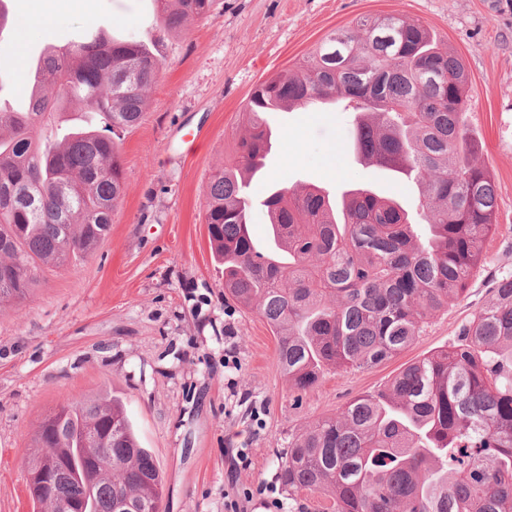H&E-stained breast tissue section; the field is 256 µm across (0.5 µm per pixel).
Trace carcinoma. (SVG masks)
Returning a JSON list of instances; mask_svg holds the SVG:
<instances>
[{
    "instance_id": "carcinoma-1",
    "label": "carcinoma",
    "mask_w": 512,
    "mask_h": 512,
    "mask_svg": "<svg viewBox=\"0 0 512 512\" xmlns=\"http://www.w3.org/2000/svg\"><path fill=\"white\" fill-rule=\"evenodd\" d=\"M155 2L153 41L98 32L51 47L31 61L20 109L0 106V306L27 296L37 264L64 266L109 233L123 195L120 133L140 122L167 65L164 37L209 18L214 0ZM319 98L355 104L354 154L415 180L419 212L369 187L339 198L279 189L263 201L279 215L277 254H261L248 233L249 187L270 140L267 104ZM468 103L462 60L400 15L332 30L251 95L246 133L211 176L205 224L224 296L266 320L295 392L328 369L400 354L481 268L498 196L473 162ZM493 291L456 344L289 435L279 468L288 495L328 492L335 512H512V274ZM35 444L30 471L48 450L58 459L49 484L29 479L38 512L83 500L87 512H162L159 468L118 397L59 405Z\"/></svg>"
}]
</instances>
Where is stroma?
<instances>
[{
    "label": "stroma",
    "instance_id": "35a3bbf8",
    "mask_svg": "<svg viewBox=\"0 0 512 512\" xmlns=\"http://www.w3.org/2000/svg\"><path fill=\"white\" fill-rule=\"evenodd\" d=\"M1 37L12 62L0 96L14 99L29 65L90 30L149 40L153 0H8ZM419 21L466 67L477 164L493 176L496 232L467 292L417 342L366 370L331 369L303 394L275 363L276 339L257 311L224 297V268L204 215L215 166L244 134L243 108L272 73L307 56L333 29L362 17ZM167 66L140 123L122 133L123 196L111 230L87 257L38 267L36 286L0 307V512H33L25 466L40 421L57 405L122 398L141 447L162 474L167 512H327L330 500L279 487L289 433L385 387L401 365L452 345L512 273V0H214L212 16L162 45ZM272 149L250 190L249 226L271 251L261 201L274 187L313 183L339 195L368 186L404 203L417 187L364 165L340 108L270 112Z\"/></svg>",
    "mask_w": 512,
    "mask_h": 512
}]
</instances>
